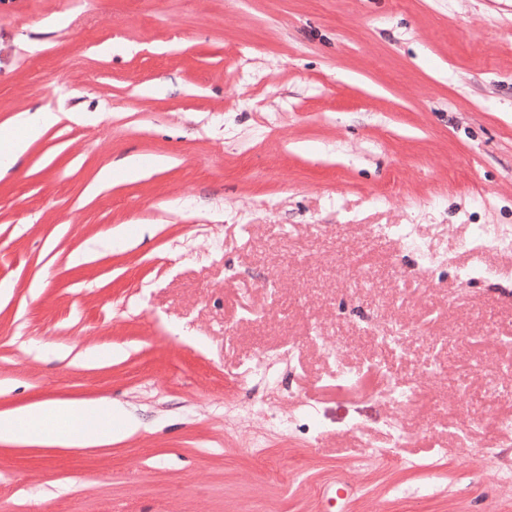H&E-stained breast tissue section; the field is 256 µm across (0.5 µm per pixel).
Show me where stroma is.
I'll return each instance as SVG.
<instances>
[{
    "mask_svg": "<svg viewBox=\"0 0 512 512\" xmlns=\"http://www.w3.org/2000/svg\"><path fill=\"white\" fill-rule=\"evenodd\" d=\"M36 110L0 176V411L122 413L0 443V512H327L339 475V512H512V255L467 246L512 227V0H0V128ZM379 354L410 408L337 385ZM57 122V116L51 112L26 113L19 120L23 135L17 136L11 131L0 129V169L7 171L10 164L24 153L31 141L38 139L43 132ZM112 402L45 400L0 412V442L36 440L52 435L58 445L92 446L112 440ZM94 418L103 425H88Z\"/></svg>",
    "mask_w": 512,
    "mask_h": 512,
    "instance_id": "35a3bbf8",
    "label": "stroma"
}]
</instances>
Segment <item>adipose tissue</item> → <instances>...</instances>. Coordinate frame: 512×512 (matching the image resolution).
Listing matches in <instances>:
<instances>
[{
    "instance_id": "adipose-tissue-1",
    "label": "adipose tissue",
    "mask_w": 512,
    "mask_h": 512,
    "mask_svg": "<svg viewBox=\"0 0 512 512\" xmlns=\"http://www.w3.org/2000/svg\"><path fill=\"white\" fill-rule=\"evenodd\" d=\"M57 121L50 112H33L20 119L22 135L0 129V161L11 164L31 141ZM114 412L111 404L45 400L0 412V442L53 436L62 446H92L111 442Z\"/></svg>"
}]
</instances>
